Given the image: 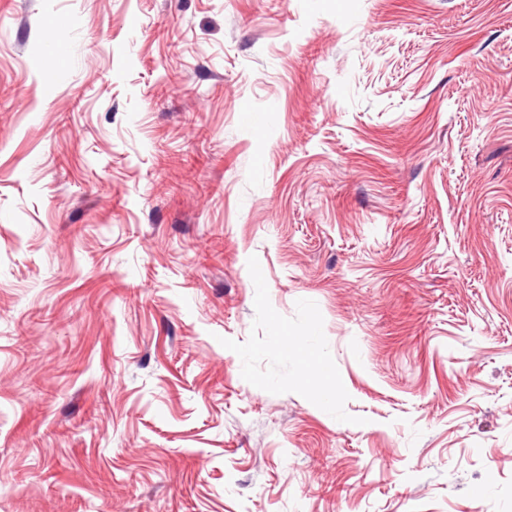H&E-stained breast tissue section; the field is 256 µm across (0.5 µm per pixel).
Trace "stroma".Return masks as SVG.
Listing matches in <instances>:
<instances>
[{
	"label": "stroma",
	"mask_w": 512,
	"mask_h": 512,
	"mask_svg": "<svg viewBox=\"0 0 512 512\" xmlns=\"http://www.w3.org/2000/svg\"><path fill=\"white\" fill-rule=\"evenodd\" d=\"M0 512H512V0H0Z\"/></svg>",
	"instance_id": "1"
}]
</instances>
